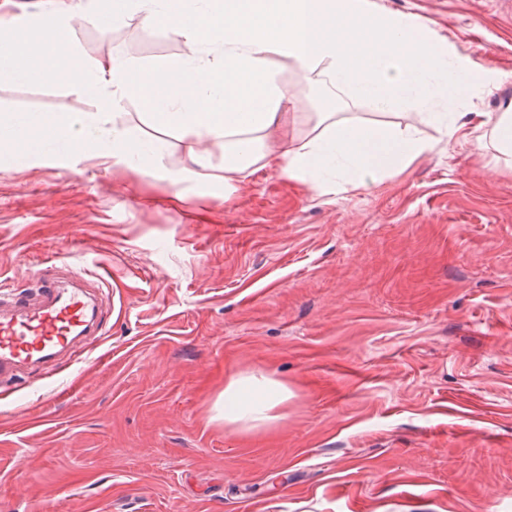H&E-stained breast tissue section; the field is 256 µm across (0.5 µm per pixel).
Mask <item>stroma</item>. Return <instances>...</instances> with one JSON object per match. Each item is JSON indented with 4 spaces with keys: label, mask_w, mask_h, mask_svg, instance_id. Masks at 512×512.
I'll return each mask as SVG.
<instances>
[{
    "label": "stroma",
    "mask_w": 512,
    "mask_h": 512,
    "mask_svg": "<svg viewBox=\"0 0 512 512\" xmlns=\"http://www.w3.org/2000/svg\"><path fill=\"white\" fill-rule=\"evenodd\" d=\"M373 2L488 72L448 111L512 102V0ZM74 28L94 59L191 51L136 14ZM97 109L0 87V114ZM345 115L432 148L330 199L260 170L230 207L68 154L0 162V281L32 287L48 255L106 281L105 336L0 393V512H512V174L415 106ZM249 374L287 388L278 421L219 419Z\"/></svg>",
    "instance_id": "obj_1"
}]
</instances>
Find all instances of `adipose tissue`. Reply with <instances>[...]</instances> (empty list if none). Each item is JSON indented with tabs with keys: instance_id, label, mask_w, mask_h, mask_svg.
I'll use <instances>...</instances> for the list:
<instances>
[{
	"instance_id": "obj_1",
	"label": "adipose tissue",
	"mask_w": 512,
	"mask_h": 512,
	"mask_svg": "<svg viewBox=\"0 0 512 512\" xmlns=\"http://www.w3.org/2000/svg\"><path fill=\"white\" fill-rule=\"evenodd\" d=\"M39 7L35 38L9 29L0 47V85H63L96 99L100 110L65 121L48 112L0 115V159L17 166L54 145L85 159H111L125 175L164 180L177 200L181 184L195 179L217 185L218 199L231 203L261 169L323 194L360 190L431 148L416 126L341 117L343 105L368 102L381 111L426 107V122L439 132L464 134L477 146L491 139L512 168V103L471 126L461 113L430 111V104L472 98L485 85L431 20L378 10L371 0H40ZM133 13L190 44L191 53L150 68L119 54L81 57L75 20L107 32ZM276 57L310 86L329 91L313 136L296 132L298 115L272 65ZM132 99L153 135L105 129L110 112ZM174 133L188 142L187 162L163 172L158 158ZM214 142L224 148L219 169L208 150ZM287 397L272 379L232 378L224 387V421H269Z\"/></svg>"
}]
</instances>
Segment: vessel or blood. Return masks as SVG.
Wrapping results in <instances>:
<instances>
[{
	"instance_id": "vessel-or-blood-1",
	"label": "vessel or blood",
	"mask_w": 512,
	"mask_h": 512,
	"mask_svg": "<svg viewBox=\"0 0 512 512\" xmlns=\"http://www.w3.org/2000/svg\"><path fill=\"white\" fill-rule=\"evenodd\" d=\"M101 286V281L53 259L39 270L32 292L0 283L1 388L61 357L79 359L89 337L104 335L97 297Z\"/></svg>"
}]
</instances>
